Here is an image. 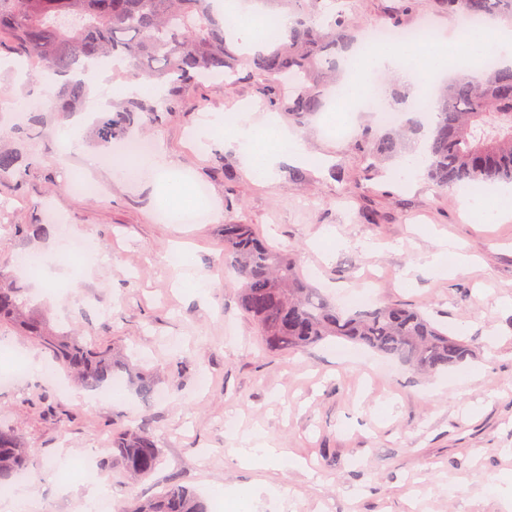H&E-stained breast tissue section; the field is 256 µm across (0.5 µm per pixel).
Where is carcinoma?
I'll use <instances>...</instances> for the list:
<instances>
[{
  "mask_svg": "<svg viewBox=\"0 0 512 512\" xmlns=\"http://www.w3.org/2000/svg\"><path fill=\"white\" fill-rule=\"evenodd\" d=\"M288 6V35L269 43L250 66L288 97L277 100L297 125L325 106L320 74L336 70V51L350 40L351 24L341 14L322 18L323 0H275ZM448 12L474 21H512V0H438ZM34 64L41 74L64 78L43 89L60 112L79 104L88 85L68 75L88 73L95 65L119 61L131 78L168 86L177 93L203 80L231 77L239 59L227 43L224 19L213 0H0V46ZM484 77H454L438 89L427 120L426 173L440 192L480 184L488 190L512 185V67L494 63ZM138 104L110 112L96 126L101 144L132 126L143 113ZM421 125L393 123L381 136L370 127L360 144L380 158L397 155ZM224 263L240 283L239 301L256 324L266 349L294 352L329 337L367 346L422 373L460 365L476 356L473 346L433 323L417 309L380 305L345 313L333 306L297 270L292 257L260 240L249 224L224 225ZM26 289L0 265V325L21 329L65 366L85 388L99 389L124 372L145 401L153 398L154 379L134 373L108 348L54 330L30 305ZM33 451L19 431L0 424V489L30 468ZM112 461L134 477L147 478L162 462L154 433L126 429L112 438ZM120 512H210L205 499L172 481L155 499L130 501Z\"/></svg>",
  "mask_w": 512,
  "mask_h": 512,
  "instance_id": "1",
  "label": "carcinoma"
}]
</instances>
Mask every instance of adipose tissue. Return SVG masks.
Wrapping results in <instances>:
<instances>
[{"mask_svg": "<svg viewBox=\"0 0 512 512\" xmlns=\"http://www.w3.org/2000/svg\"><path fill=\"white\" fill-rule=\"evenodd\" d=\"M224 15L231 20L230 35L243 47L254 49L266 45L267 37L257 20V5H245L241 0H224ZM495 57L512 64V25L493 22L473 29L466 40H459L456 32L441 36L435 43H416L402 46H381L365 51L362 42L346 45L337 55L343 73L340 95L335 106L321 116L327 127L351 124L357 104L369 93L372 75L396 72L411 87L413 97L399 110L414 114L418 105L414 99L426 87L429 80L438 81L465 73L477 76L480 62ZM224 143L237 148L244 166L251 176L269 180L282 162L304 163L308 155L302 139L288 127L281 125L275 116L256 117L253 110L241 109L230 127L224 130ZM113 172L127 181L140 180L146 173L160 178L158 191L166 197L185 195L179 185H167L165 178L173 164L162 152H151L135 157L114 156ZM236 456L241 465L257 467L276 461L287 464L288 457L282 451L270 447L264 436L257 432L236 436Z\"/></svg>", "mask_w": 512, "mask_h": 512, "instance_id": "adipose-tissue-1", "label": "adipose tissue"}]
</instances>
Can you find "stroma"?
<instances>
[{
  "label": "stroma",
  "mask_w": 512,
  "mask_h": 512,
  "mask_svg": "<svg viewBox=\"0 0 512 512\" xmlns=\"http://www.w3.org/2000/svg\"><path fill=\"white\" fill-rule=\"evenodd\" d=\"M325 9L345 12L363 31L397 18L439 31L456 22L436 0H420L408 14L401 0H326ZM269 83L247 65L234 81L209 80L169 97L166 112L134 128L168 153L188 187L209 189V223L172 224L156 219L149 189L115 179L108 164L89 172L104 193L72 192L68 176L81 172L83 154L106 153L95 141L91 99L70 112L44 106L45 130L31 140L21 132L28 113L15 102L23 93L39 99L40 88L0 72V141L19 160L18 174L0 177V263L23 274L20 255L55 254L67 233L90 236L94 250L80 279L59 263L48 277L24 274L30 302L53 325L124 351L164 393L146 403L128 385L116 400L76 390L62 371L46 379V353L0 329V350L42 364L0 388V419L34 452L22 484L43 512H86L81 480L63 477L60 464L87 457L116 510L155 498L175 479L205 498L215 488L228 496L257 485L281 494L239 512H512V218L470 217L462 191L437 192L425 175L412 183L390 177L389 164L374 163L357 143V130L380 127L373 112H357L348 135L328 133L316 117L300 128L309 155L301 182L289 178L286 163L273 180L251 179L220 139L206 146L194 139L207 117L229 123L244 107L270 112ZM71 123L77 144L67 152L56 132ZM234 221L295 253L302 275L339 309L420 308L470 340L477 361L421 377L347 342L267 352L220 264L224 226ZM44 223L48 233L33 235L32 225ZM441 235L472 263L449 273L426 268L420 257ZM177 250L210 281L206 294L194 293L181 266L168 262ZM229 419L263 432L293 465L240 466ZM130 423L146 424L160 443L164 462L150 478L132 479L112 462V435Z\"/></svg>",
  "instance_id": "stroma-1"
}]
</instances>
